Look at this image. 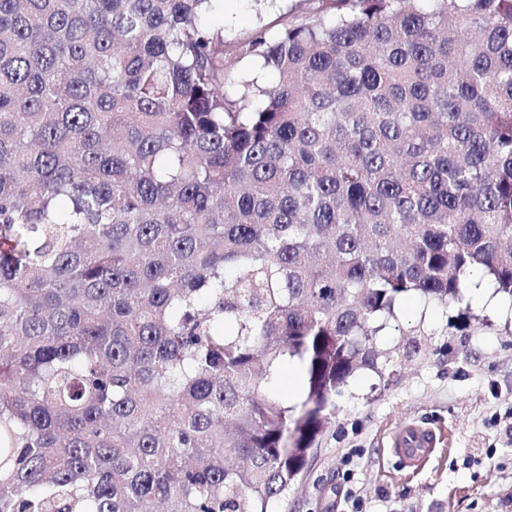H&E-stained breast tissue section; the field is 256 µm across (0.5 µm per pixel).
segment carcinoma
I'll list each match as a JSON object with an SVG mask.
<instances>
[{
	"instance_id": "cac0c4a2",
	"label": "carcinoma",
	"mask_w": 512,
	"mask_h": 512,
	"mask_svg": "<svg viewBox=\"0 0 512 512\" xmlns=\"http://www.w3.org/2000/svg\"><path fill=\"white\" fill-rule=\"evenodd\" d=\"M211 2L0 0V512H268L404 298L512 299V0H330L270 85Z\"/></svg>"
}]
</instances>
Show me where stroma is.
<instances>
[{
  "label": "stroma",
  "instance_id": "1",
  "mask_svg": "<svg viewBox=\"0 0 512 512\" xmlns=\"http://www.w3.org/2000/svg\"><path fill=\"white\" fill-rule=\"evenodd\" d=\"M294 0H215L205 27L234 44L264 26L278 31ZM398 320L403 339L390 375L357 373L306 471L273 512H512V300L492 310L424 309ZM408 423L440 435L417 470L403 468L390 438Z\"/></svg>",
  "mask_w": 512,
  "mask_h": 512
}]
</instances>
